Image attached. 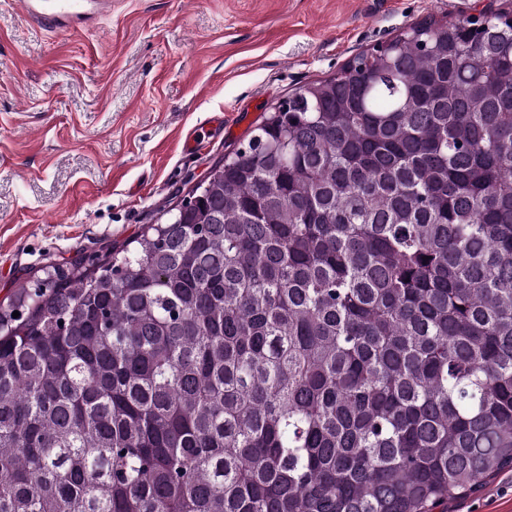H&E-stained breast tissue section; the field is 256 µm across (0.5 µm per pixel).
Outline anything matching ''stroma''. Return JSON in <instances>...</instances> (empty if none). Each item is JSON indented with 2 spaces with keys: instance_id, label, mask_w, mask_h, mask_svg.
Instances as JSON below:
<instances>
[{
  "instance_id": "35a3bbf8",
  "label": "stroma",
  "mask_w": 512,
  "mask_h": 512,
  "mask_svg": "<svg viewBox=\"0 0 512 512\" xmlns=\"http://www.w3.org/2000/svg\"><path fill=\"white\" fill-rule=\"evenodd\" d=\"M482 12L512 0H112L68 37L0 5V302L165 222L302 86L424 19ZM448 512H512V470Z\"/></svg>"
}]
</instances>
